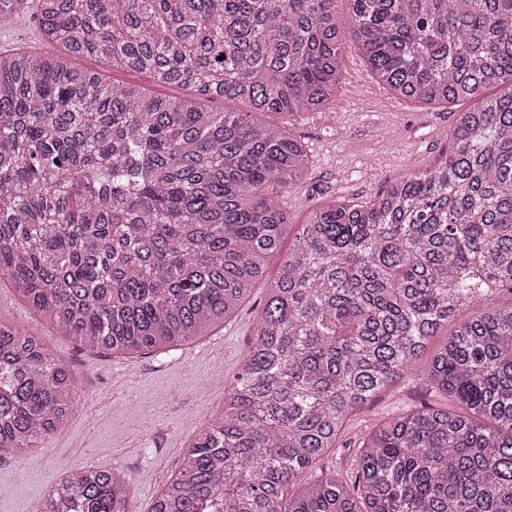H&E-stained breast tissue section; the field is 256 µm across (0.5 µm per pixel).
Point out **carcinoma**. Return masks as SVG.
<instances>
[{"label": "carcinoma", "instance_id": "1", "mask_svg": "<svg viewBox=\"0 0 512 512\" xmlns=\"http://www.w3.org/2000/svg\"><path fill=\"white\" fill-rule=\"evenodd\" d=\"M349 2L379 84L475 105L444 164L301 225L224 409L151 512H283L297 484L288 512H512V305L431 356L425 380L450 408L371 428L360 498L334 473L303 481L448 318L512 293V0ZM32 4L60 51L0 54V279L86 347L191 343L233 317L279 251L289 220L275 196L309 157L254 114L328 107L336 0H0V23ZM86 58L193 93L109 82ZM73 406L68 368L0 318V454L40 447ZM127 497L124 473L90 468L41 510L127 512Z\"/></svg>", "mask_w": 512, "mask_h": 512}]
</instances>
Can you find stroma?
<instances>
[{
    "mask_svg": "<svg viewBox=\"0 0 512 512\" xmlns=\"http://www.w3.org/2000/svg\"><path fill=\"white\" fill-rule=\"evenodd\" d=\"M47 52L36 19L26 14L0 25V53ZM85 67L105 78L131 83L169 98L185 96L183 87L157 82L147 73L102 67L88 58ZM339 82L328 110L266 114L265 123L283 127L305 146L310 165L280 202L292 223L334 201L364 203L387 183L412 168H433L448 156L449 139L459 112L469 102L423 105L398 98L378 85L352 41H345ZM266 283L228 324L182 348L146 356H122L80 347L61 335L0 280V318L35 337L65 364L76 393L77 408L41 448L20 457L0 456V512H31L63 478L93 468L122 471L128 480L129 512H150L154 498L182 467L200 428L224 404V391L237 377L266 297ZM424 362L390 390L378 394L354 416L338 447L329 449L321 466L353 482L358 443L378 421L406 413L427 402L445 406L427 391Z\"/></svg>",
    "mask_w": 512,
    "mask_h": 512,
    "instance_id": "stroma-1",
    "label": "stroma"
}]
</instances>
